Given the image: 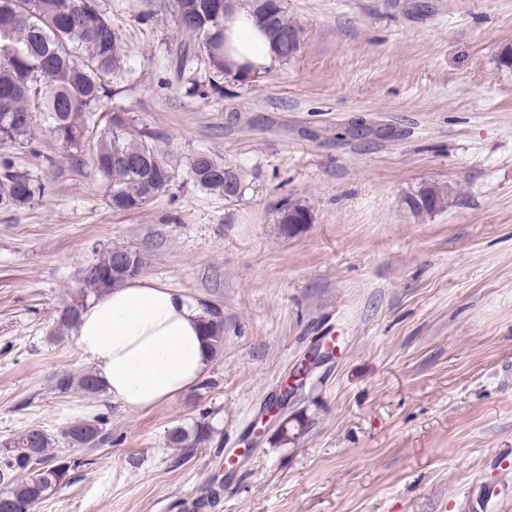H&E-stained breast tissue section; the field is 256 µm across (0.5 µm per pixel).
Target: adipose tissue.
Wrapping results in <instances>:
<instances>
[{
  "instance_id": "obj_1",
  "label": "adipose tissue",
  "mask_w": 512,
  "mask_h": 512,
  "mask_svg": "<svg viewBox=\"0 0 512 512\" xmlns=\"http://www.w3.org/2000/svg\"><path fill=\"white\" fill-rule=\"evenodd\" d=\"M224 57L245 76L270 67L276 56L247 8L224 19ZM202 311L177 290L133 277L87 304L76 326L77 344L113 403L148 411L199 385L210 350Z\"/></svg>"
}]
</instances>
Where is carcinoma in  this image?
Returning a JSON list of instances; mask_svg holds the SVG:
<instances>
[{
	"instance_id": "cac0c4a2",
	"label": "carcinoma",
	"mask_w": 512,
	"mask_h": 512,
	"mask_svg": "<svg viewBox=\"0 0 512 512\" xmlns=\"http://www.w3.org/2000/svg\"><path fill=\"white\" fill-rule=\"evenodd\" d=\"M248 7L265 26L281 60L293 58L300 48V29L283 10L282 0H249ZM173 28L191 44L204 48L202 61L216 76L231 73L224 63V0H167L164 5ZM0 147L21 145L33 135L31 96H40L51 120L52 133L66 151H82L88 139V116L109 96L105 77L125 68L127 61L112 21L99 0H0ZM100 135L94 164L109 189L113 209L143 207L165 192L174 178L166 157L148 134L134 135L123 112L108 117ZM188 176L199 188L230 201L244 189L242 174L223 159L201 152L188 160ZM40 180L30 171L5 160L0 163V200L15 205L33 204L43 197ZM448 195L430 185L410 199L418 213H434L445 207ZM311 222L307 207L283 205L277 223L292 232ZM143 267L135 251L116 247L88 265L82 285L71 294L58 314L56 333L77 325L90 297H99ZM212 353L224 342L223 322L216 313L202 316ZM87 393L101 391L92 373L76 378L68 372L55 377V389L66 394L74 388ZM65 442L86 447L104 441L95 422L70 425L55 438L38 426H30L4 441L0 447V512H31L33 505L51 497L66 481L74 461L53 462L54 445Z\"/></svg>"
}]
</instances>
